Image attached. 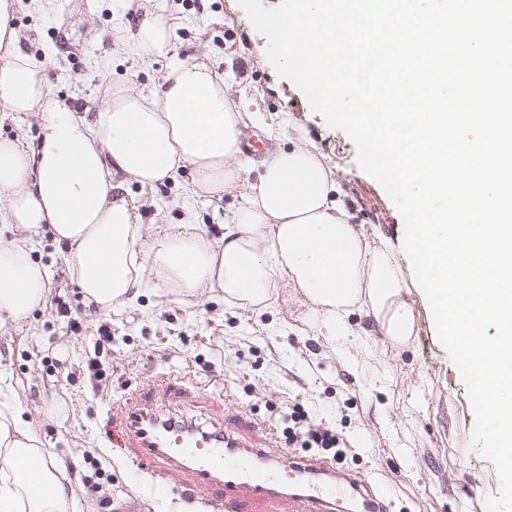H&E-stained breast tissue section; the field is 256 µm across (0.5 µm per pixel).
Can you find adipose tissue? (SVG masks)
<instances>
[{
    "mask_svg": "<svg viewBox=\"0 0 512 512\" xmlns=\"http://www.w3.org/2000/svg\"><path fill=\"white\" fill-rule=\"evenodd\" d=\"M18 7L19 0H0V110L36 113L40 131L34 145L0 140V217L21 230L0 245V324L44 303L46 272L30 251L45 230L62 245L86 301L104 310L137 295L147 270L177 292L216 288L249 305L266 300L282 271L328 335L362 306L381 315L387 336L410 335L413 314L401 299L406 284L391 243L367 247L330 170L307 149H283L264 163L226 219L223 242L196 224L144 236L136 206L113 193L115 173L151 186L187 166L191 197L238 184L242 117L223 77L184 61L149 92L110 93L84 120L52 96L43 68L18 49ZM130 48L143 60L166 53L168 21L146 13ZM43 459L17 409L0 408V512H63L67 488L52 469L42 474L43 489L33 488L26 465Z\"/></svg>",
    "mask_w": 512,
    "mask_h": 512,
    "instance_id": "ef3b65f1",
    "label": "adipose tissue"
}]
</instances>
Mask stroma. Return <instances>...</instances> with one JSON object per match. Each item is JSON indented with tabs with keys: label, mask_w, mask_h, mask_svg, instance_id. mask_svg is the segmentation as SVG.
<instances>
[{
	"label": "stroma",
	"mask_w": 512,
	"mask_h": 512,
	"mask_svg": "<svg viewBox=\"0 0 512 512\" xmlns=\"http://www.w3.org/2000/svg\"><path fill=\"white\" fill-rule=\"evenodd\" d=\"M172 22V51L140 60L118 47L144 10ZM14 23L24 50L45 70L53 96L91 118L108 89L145 92L178 63L198 61L224 78L246 118L243 132L274 147L312 150L331 171L340 199L368 247L403 243L402 219L382 186L355 164L349 135L329 128L303 94L280 79L237 0H21ZM189 169L176 179L141 186L115 174L119 193L138 206L145 235L198 224L214 240L243 188L185 201ZM31 258L47 272L44 304L26 320L0 327V405L19 410L22 425L58 466L68 490L65 512H205L179 492L152 495L110 448V404L130 398L161 375L191 387L260 424V437L286 449L283 411L300 404L309 428L334 426L348 452L341 462L371 484L393 490L391 512H484L497 493L494 465L471 447L475 412L466 384L439 343L430 306L408 261H401L414 328L404 342L386 338L367 309L347 318L350 337L332 343L285 274H276L264 304L243 306L222 293L181 295L144 273L138 295L122 309L88 303L50 232ZM110 344L96 348L99 328ZM97 361L104 381L92 380ZM97 458L112 481L92 491L84 481Z\"/></svg>",
	"instance_id": "1"
}]
</instances>
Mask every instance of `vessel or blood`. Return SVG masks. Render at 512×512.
<instances>
[{
  "mask_svg": "<svg viewBox=\"0 0 512 512\" xmlns=\"http://www.w3.org/2000/svg\"><path fill=\"white\" fill-rule=\"evenodd\" d=\"M186 381L147 382L138 399L115 406L112 424L128 468L153 493L179 489L209 512H390L386 489L327 459L275 453L254 428L227 411L198 424L177 417Z\"/></svg>",
  "mask_w": 512,
  "mask_h": 512,
  "instance_id": "vessel-or-blood-1",
  "label": "vessel or blood"
}]
</instances>
